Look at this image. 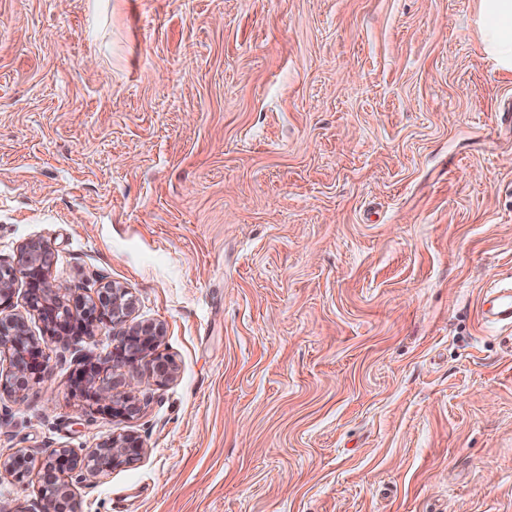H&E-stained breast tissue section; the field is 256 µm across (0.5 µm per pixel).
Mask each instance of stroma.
Masks as SVG:
<instances>
[{
	"instance_id": "stroma-1",
	"label": "stroma",
	"mask_w": 512,
	"mask_h": 512,
	"mask_svg": "<svg viewBox=\"0 0 512 512\" xmlns=\"http://www.w3.org/2000/svg\"><path fill=\"white\" fill-rule=\"evenodd\" d=\"M477 0H0V264L36 240L104 282L173 380L130 420L48 339L0 456L144 452L66 475L75 512H512V73ZM480 315L486 322L512 326V289L500 288L493 296L483 298Z\"/></svg>"
}]
</instances>
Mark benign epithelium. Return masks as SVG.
Returning <instances> with one entry per match:
<instances>
[{"label":"benign epithelium","instance_id":"obj_1","mask_svg":"<svg viewBox=\"0 0 512 512\" xmlns=\"http://www.w3.org/2000/svg\"><path fill=\"white\" fill-rule=\"evenodd\" d=\"M21 268L0 265V312L11 307L14 283L23 276L27 284V302L44 323V332L64 344L81 335L90 334V327L99 324L112 327L129 321L134 302L123 288L106 283L96 294L71 309L64 301L67 287H50L47 275L53 263L50 249L43 243L30 241L22 248ZM164 335L155 324H135L123 331L119 342L105 355V366L81 368L72 380V389L91 403L95 410L113 418L130 419L140 411L135 395V380L141 374L142 361L154 352ZM0 354L9 362L6 374L0 373V394L21 400L29 383L43 381L47 370L44 348L28 331L20 317H0ZM120 366L119 377L100 378V373ZM149 373L160 381L174 376L172 362L155 356L147 364ZM144 448L131 433L112 436L83 455L70 448H53L44 455L17 452L0 459V468L23 487L37 485L38 498L32 508L0 500V512H68L71 492L59 478L80 471L101 476L121 465L138 459Z\"/></svg>","mask_w":512,"mask_h":512}]
</instances>
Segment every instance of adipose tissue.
Segmentation results:
<instances>
[{
    "label": "adipose tissue",
    "mask_w": 512,
    "mask_h": 512,
    "mask_svg": "<svg viewBox=\"0 0 512 512\" xmlns=\"http://www.w3.org/2000/svg\"><path fill=\"white\" fill-rule=\"evenodd\" d=\"M475 27L496 68L512 72V0H478Z\"/></svg>",
    "instance_id": "adipose-tissue-1"
}]
</instances>
